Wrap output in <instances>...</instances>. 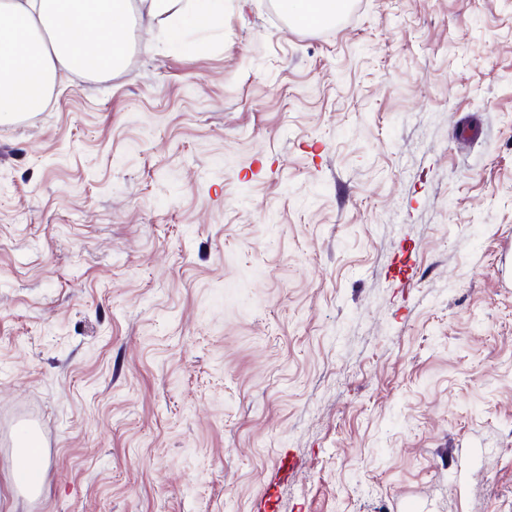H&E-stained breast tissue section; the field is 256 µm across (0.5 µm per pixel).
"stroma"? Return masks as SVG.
<instances>
[{
	"mask_svg": "<svg viewBox=\"0 0 512 512\" xmlns=\"http://www.w3.org/2000/svg\"><path fill=\"white\" fill-rule=\"evenodd\" d=\"M158 27L0 126V512H512V0Z\"/></svg>",
	"mask_w": 512,
	"mask_h": 512,
	"instance_id": "obj_1",
	"label": "stroma"
}]
</instances>
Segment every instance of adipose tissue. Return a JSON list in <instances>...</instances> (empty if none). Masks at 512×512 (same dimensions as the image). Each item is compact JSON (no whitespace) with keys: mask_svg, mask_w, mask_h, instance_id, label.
I'll return each instance as SVG.
<instances>
[{"mask_svg":"<svg viewBox=\"0 0 512 512\" xmlns=\"http://www.w3.org/2000/svg\"><path fill=\"white\" fill-rule=\"evenodd\" d=\"M223 11L224 0H0V125L42 112L59 72L119 69L136 20L161 19L172 41Z\"/></svg>","mask_w":512,"mask_h":512,"instance_id":"ef3b65f1","label":"adipose tissue"}]
</instances>
